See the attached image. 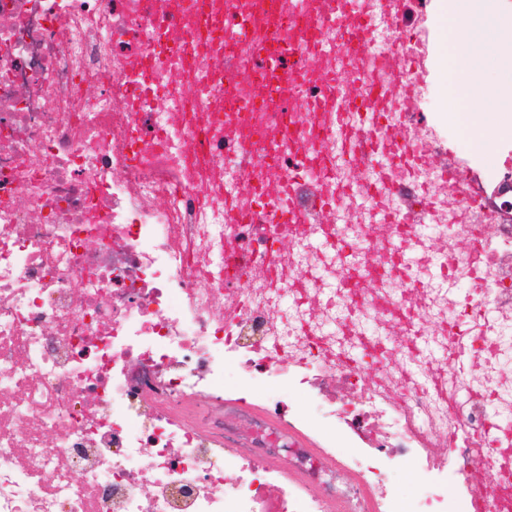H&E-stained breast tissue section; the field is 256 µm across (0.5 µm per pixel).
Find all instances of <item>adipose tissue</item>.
<instances>
[{
  "label": "adipose tissue",
  "mask_w": 512,
  "mask_h": 512,
  "mask_svg": "<svg viewBox=\"0 0 512 512\" xmlns=\"http://www.w3.org/2000/svg\"><path fill=\"white\" fill-rule=\"evenodd\" d=\"M443 45L438 63L445 79V94L469 148L490 154L491 140L485 134V120L472 112V90L461 78L462 72L512 61V42L504 40L493 26L482 0H451L442 19ZM465 24L468 36L458 40V24Z\"/></svg>",
  "instance_id": "1"
}]
</instances>
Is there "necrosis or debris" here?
<instances>
[{
  "label": "necrosis or debris",
  "instance_id": "4bbe7bcc",
  "mask_svg": "<svg viewBox=\"0 0 512 512\" xmlns=\"http://www.w3.org/2000/svg\"><path fill=\"white\" fill-rule=\"evenodd\" d=\"M266 13L288 24L293 0H0V512H477L485 481L512 512V163L462 157L465 186L443 177L416 119L427 44L357 0L351 55H308L281 91L301 102L375 66V111L406 117L368 134L404 131L412 152L341 162L321 221L354 235L425 194L424 228L379 246L384 272L360 297L308 224L282 225L291 250L229 283L262 249L237 218L254 206L240 141L262 130L273 157L266 221L296 169L282 113L224 109V29ZM335 121L350 133L357 115L303 114L307 159L335 153L317 134ZM376 182L397 195L368 201ZM462 241L484 263L441 269ZM466 301L491 317L461 374L448 327ZM295 392L308 412L284 418ZM314 430L361 447L338 457ZM413 461L421 494L383 489Z\"/></svg>",
  "mask_w": 512,
  "mask_h": 512
}]
</instances>
